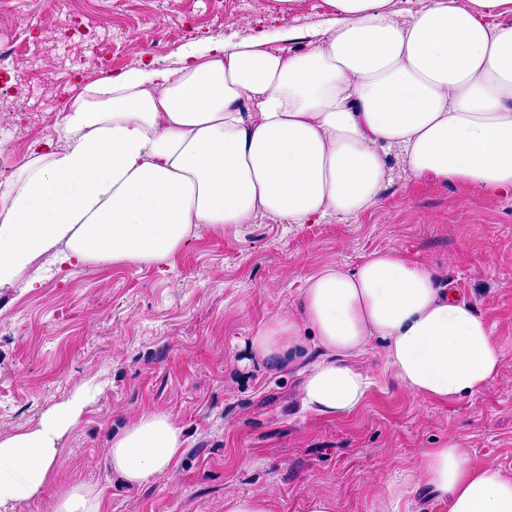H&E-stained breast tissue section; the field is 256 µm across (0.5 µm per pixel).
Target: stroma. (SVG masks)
I'll use <instances>...</instances> for the list:
<instances>
[{"label":"stroma","instance_id":"35a3bbf8","mask_svg":"<svg viewBox=\"0 0 512 512\" xmlns=\"http://www.w3.org/2000/svg\"><path fill=\"white\" fill-rule=\"evenodd\" d=\"M24 21L29 76L19 114L0 128L15 148L54 136L56 82L79 87L134 69L163 70L214 36H266L305 50L332 16L326 0H62L53 21L13 0ZM95 27L85 51L66 18ZM395 250L431 268L475 303L505 364L479 394L448 403L411 396L379 347L362 365L372 385L362 407L328 417L300 409L299 367L269 372L250 356L257 327L293 307L311 275ZM34 288L0 289V435L35 423L83 379L100 391L57 460L61 476L97 483L107 512H224L229 495L268 492L274 512H305L309 497L336 512H375L378 496L413 469L423 449L455 439L471 465L512 476V198L407 172L397 155L371 213L346 222L206 226L162 263L75 265L41 259ZM171 413L188 439L161 476L128 487L104 449L128 418Z\"/></svg>","mask_w":512,"mask_h":512}]
</instances>
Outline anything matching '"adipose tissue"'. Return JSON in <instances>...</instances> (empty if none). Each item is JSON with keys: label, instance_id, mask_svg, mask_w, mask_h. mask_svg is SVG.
Wrapping results in <instances>:
<instances>
[{"label": "adipose tissue", "instance_id": "adipose-tissue-1", "mask_svg": "<svg viewBox=\"0 0 512 512\" xmlns=\"http://www.w3.org/2000/svg\"><path fill=\"white\" fill-rule=\"evenodd\" d=\"M329 33L308 50L212 39L174 66L149 62L83 86L56 141L28 146L0 180V288L33 287L41 257L62 265L162 262L201 224L345 221L372 211L398 149L416 176L512 197V0H327ZM497 23H490V16ZM412 396L471 397L504 355L474 304L395 250L311 275L296 311L262 323L250 349L277 369L308 349L304 410L345 416L371 384L355 359L372 343ZM97 388L0 436V512L53 495V512H106L97 484L61 479L63 439ZM187 440L147 410L113 435L105 463L129 487L166 473ZM377 512L424 493L444 512H512V477L470 466L454 440L425 449Z\"/></svg>", "mask_w": 512, "mask_h": 512}]
</instances>
